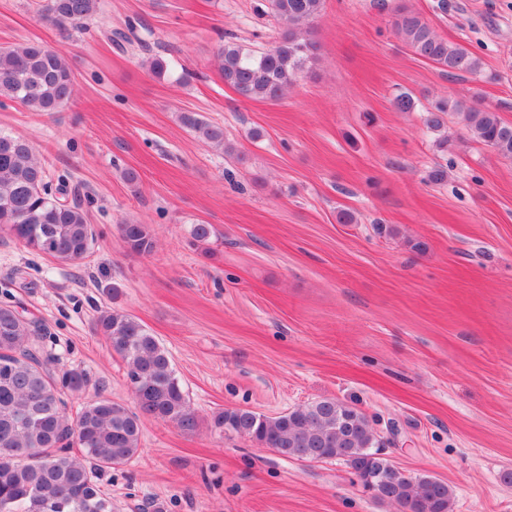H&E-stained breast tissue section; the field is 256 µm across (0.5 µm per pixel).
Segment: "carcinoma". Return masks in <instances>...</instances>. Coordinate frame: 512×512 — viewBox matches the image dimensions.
I'll return each instance as SVG.
<instances>
[{"mask_svg":"<svg viewBox=\"0 0 512 512\" xmlns=\"http://www.w3.org/2000/svg\"><path fill=\"white\" fill-rule=\"evenodd\" d=\"M283 26L279 40L251 49L227 40L217 53L224 85L247 99L277 100L318 56L317 43L304 37L320 16L324 0H267ZM100 0H46L41 16L62 31L94 17ZM396 34L415 54L448 73H475L481 60L468 47L440 38L417 12L399 7L392 15ZM74 71L62 49L38 41L0 46V102L33 112H56L73 96ZM461 117L467 133L512 159V123L489 107L463 98H442L425 109L427 128L439 130L445 117ZM182 124L200 140L224 149V127L192 112ZM33 253L62 264L83 260L94 241L88 211L69 200L66 178L52 182L33 143L0 130V230ZM125 247L148 254L155 247L151 225H119ZM210 224H195L192 245L209 242ZM97 329L127 366L137 410L96 391L76 417L68 399H80L92 383L81 368H59L40 345L41 326L11 304H0V512H115L98 482L105 469L124 466L137 454L142 419L175 425L193 434L199 419L174 374L167 351L135 317L107 308ZM210 430L247 437L284 459L341 460L356 471L385 475L379 500L412 512H452V487L427 475L393 467L360 409L333 398L299 405L277 417L240 407L215 412Z\"/></svg>","mask_w":512,"mask_h":512,"instance_id":"obj_1","label":"carcinoma"}]
</instances>
